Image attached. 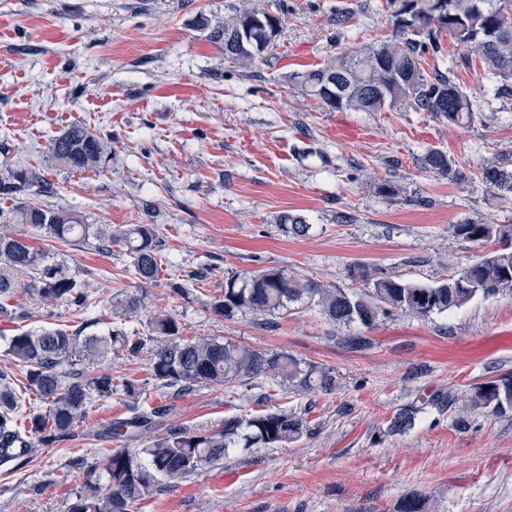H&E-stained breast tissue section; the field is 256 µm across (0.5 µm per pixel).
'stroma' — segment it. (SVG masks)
<instances>
[{
  "label": "stroma",
  "instance_id": "35a3bbf8",
  "mask_svg": "<svg viewBox=\"0 0 512 512\" xmlns=\"http://www.w3.org/2000/svg\"><path fill=\"white\" fill-rule=\"evenodd\" d=\"M237 2L0 0V175L39 165L52 137L86 122L112 141L104 170H44L55 193L34 202L116 230L156 225L164 260L158 281L143 287L123 247L101 252L21 226L48 264L86 282L88 298L80 306L47 302L27 275H13L0 292V371L25 378L6 354L11 336L45 328L102 336L113 326L112 297L139 294L144 307L123 321L128 332L149 336L151 316L166 310L185 336L286 352L333 369L339 387L304 394L260 375L178 396L151 379L147 352L115 353L102 364L112 397L88 404L71 438L0 465V512H65L81 483L76 458L121 445L101 433L128 415L129 380L145 403L167 405L160 435L278 409L304 414L311 429L284 447L231 449L164 482L132 512H400L412 493L423 512H512V413L461 409L472 385L512 374V295L382 320L361 351L344 342L360 325H330L304 304L270 326L209 307L232 274L276 267L358 290L351 270L360 264L432 284L490 252L453 237L451 227L512 224V195L491 197L476 177L487 160L512 171V95L462 127L404 106L323 109L307 94L305 74L383 39L380 0H265L283 27L246 68L226 61L193 25L201 14L223 18ZM345 8L355 16L337 24ZM440 45L429 66L453 68L468 92L487 91L479 63L448 35ZM433 150L465 179L426 169ZM287 214L311 224L310 234L285 233ZM422 395L433 404L414 427L389 432L396 411Z\"/></svg>",
  "mask_w": 512,
  "mask_h": 512
}]
</instances>
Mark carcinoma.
I'll return each instance as SVG.
<instances>
[{
    "label": "carcinoma",
    "instance_id": "cac0c4a2",
    "mask_svg": "<svg viewBox=\"0 0 512 512\" xmlns=\"http://www.w3.org/2000/svg\"><path fill=\"white\" fill-rule=\"evenodd\" d=\"M391 33L356 55L338 54L323 66L309 71L305 86L309 95L332 111L381 112L397 104H407L415 112H431L451 125L470 123L480 107L473 95L451 76V70L422 68L424 55L439 52L438 35L448 34L467 55L478 59L489 79L512 80V0H383ZM264 17L266 28L259 30L250 21ZM197 28L215 44L224 57L242 67L267 50L278 35L282 20L269 14L261 0H242L224 20L201 14ZM109 155L108 143L82 122L70 124L48 145L43 166L58 163L79 173L99 172ZM425 165L433 172L456 180L464 172L454 167L447 155L430 151ZM479 180L494 196L512 194V172L490 162L479 169ZM53 193L40 170H9L0 177V198L24 196L34 188ZM22 224L41 228L62 242L95 241L99 250L119 245L131 255L135 278L142 285L157 281L162 271L160 241L152 224H132L112 232L110 224H88L79 212L64 208H42L21 203ZM285 231L305 236L311 225L287 215ZM454 237L473 243L499 242L493 250L473 263L450 272L433 285L405 280L399 276L378 277L367 266L358 265L353 276L364 282V290L348 292L325 288L312 280L289 275L278 268H265L247 276L230 275L224 292L211 298L210 309L219 317L238 313L254 316L288 310L306 300L335 325L359 324L370 330L380 319L402 312L418 318L459 309L478 295L495 296L512 292V224L467 221L452 225ZM0 290H8L9 272L32 275L38 292L49 300L80 303L85 284L62 271L43 265V255L32 248L21 233L0 225ZM143 299L125 296L112 304V313L132 316ZM149 370L162 386L187 394L201 384L223 387L244 378L270 376L302 393H331L336 376L325 367L303 362L286 352L269 353L240 344L230 338L185 337L172 313L162 312L150 319ZM144 338L121 328L104 337L80 339L64 329L25 331L10 338L7 355L26 369L23 388L47 404L37 413L26 396L16 393L11 377L0 371V461L28 456L27 446L17 452L16 443L27 437L51 444L71 434L78 418L92 400L112 396V374L101 371L62 374L61 368L113 351L135 354ZM125 390L132 399L130 417L109 429L115 439L140 442L143 447L109 448L98 462H88L85 479L69 500L66 512H131L162 481L176 479L198 466L224 459L235 447L277 448L299 441L308 434L305 418L293 411L277 410L224 420L218 430L181 431L145 440L149 430L167 416L164 406L140 405L137 384L129 381ZM421 405L399 410L389 424L393 432H405L415 423ZM464 408L512 413V374L474 386ZM107 474V485L94 479L98 467Z\"/></svg>",
    "mask_w": 512,
    "mask_h": 512
}]
</instances>
